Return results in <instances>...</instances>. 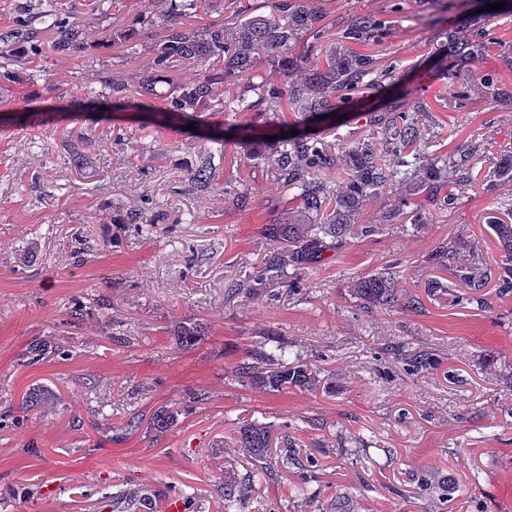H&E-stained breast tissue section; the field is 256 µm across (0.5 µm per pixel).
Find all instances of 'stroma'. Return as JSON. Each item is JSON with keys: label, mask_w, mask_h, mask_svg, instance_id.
Segmentation results:
<instances>
[{"label": "stroma", "mask_w": 512, "mask_h": 512, "mask_svg": "<svg viewBox=\"0 0 512 512\" xmlns=\"http://www.w3.org/2000/svg\"><path fill=\"white\" fill-rule=\"evenodd\" d=\"M54 3L79 9L84 49L39 64L55 83L90 82L119 51L93 6ZM320 5L326 49L352 14L391 23L372 53L397 84L362 105L433 99L429 57L448 25L421 24L423 0ZM26 111L20 85L0 78V512H125L126 494L150 497V512H167L174 495L183 512H224L228 472L250 482L241 512H512V294L491 287L485 305L471 303L432 260L440 244L464 239L493 263L487 222L512 203V185L466 188L454 209L425 204L416 232L394 224L325 253L300 292L281 287L273 301L240 283L231 295L228 284L273 249L266 227L289 208L249 143L228 138L214 155L210 141L176 128L142 130L135 114L121 115L119 141L108 121L38 125ZM424 123L451 150L483 141L482 176L512 151L506 100L450 101ZM78 153L91 158L81 174ZM207 156L215 187L199 191L191 172ZM246 187L256 200L243 210L233 193ZM132 211L142 223H126ZM391 267L403 292L422 294L431 279L446 291L417 310H359L351 285ZM185 322L203 331L187 349L177 345ZM270 339L318 365V383L273 391L238 381L244 350ZM391 345L428 353L430 369L408 370ZM29 391L40 402L26 409ZM164 405L177 416L159 432L150 419ZM244 417L271 427L275 449L297 448L299 465L253 466L235 443ZM310 459L308 498L299 466Z\"/></svg>", "instance_id": "obj_1"}]
</instances>
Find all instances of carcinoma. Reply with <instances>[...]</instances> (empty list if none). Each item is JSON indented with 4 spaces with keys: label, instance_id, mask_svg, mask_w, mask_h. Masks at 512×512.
<instances>
[{
    "label": "carcinoma",
    "instance_id": "obj_1",
    "mask_svg": "<svg viewBox=\"0 0 512 512\" xmlns=\"http://www.w3.org/2000/svg\"><path fill=\"white\" fill-rule=\"evenodd\" d=\"M169 7L161 31L152 34L150 68L138 79V87L121 82L120 73L105 70L96 82L63 88L44 77L36 60L46 51L65 54L77 49L83 35L79 16L58 11L53 0H23L16 5L9 25L0 30V78L22 86L23 99L41 103L48 99L69 98L72 119L80 121L86 112L102 106L114 111L133 110L147 115L144 125L192 126L200 133L198 118L203 113L273 112L277 126L262 130H238L247 142L271 141L265 157L292 193L296 207L288 221L269 225L267 231L276 242L261 264L243 270L246 283L284 284L298 289L306 270L330 250L347 244L354 224L371 198L397 187L395 196L382 215L385 224H408L418 230L427 223L419 198L444 209H452L457 191L477 180L474 164L481 144L474 141L448 155L432 149L425 138L421 118L428 108L418 103L411 110L396 105L361 112L365 123L382 131V139L361 137L336 121V108L353 106V94L362 90L376 93L395 85V70L378 64L374 55L356 51L348 44L367 46L377 41L388 21L373 15L353 16L342 33L344 44L325 53L322 61L309 64L316 44L326 29L325 15L312 0H276V15L267 19L252 16L235 30L224 24L196 26L191 19L206 9L207 0H167ZM95 8L110 19L112 44L123 49V58L140 54L144 32L153 21L145 18L141 28L117 23L112 13L116 0H94ZM467 34L458 37L448 31V42L438 49L433 70L445 88L463 105L472 91L480 89L492 98L512 92L497 86L488 72H460L463 63L476 58H501L512 63V45L491 36L485 22H466ZM25 52L20 53L17 48ZM200 67L192 83L173 88L162 107L155 105L156 84L182 64ZM239 88L229 98L224 90ZM329 126L335 139L326 141L321 128ZM298 135H292V132ZM343 175L332 186L330 175ZM213 181L211 157L194 171L192 183L207 188ZM499 245L500 290L512 293V222L494 218L490 223ZM434 261L442 267L455 266L456 278L471 291L470 299L484 303L481 291L488 284L487 263L476 256L465 262L457 248L443 244ZM354 298L360 305L415 309L422 305L417 294H403L396 288L393 272L363 277L354 285ZM178 345L190 347L199 341L194 324L179 327ZM408 366L419 371L427 366V354H405ZM287 350L277 345L267 351L258 344L246 351L236 366V375L274 391L288 387L308 388L319 368L309 366L301 355L286 359ZM175 421L168 407L152 417L154 429L164 432ZM239 447L265 471L288 468L298 463L295 451L271 456L272 436L268 427L254 421L237 423ZM244 487L235 480L224 482V512H239Z\"/></svg>",
    "mask_w": 512,
    "mask_h": 512
}]
</instances>
